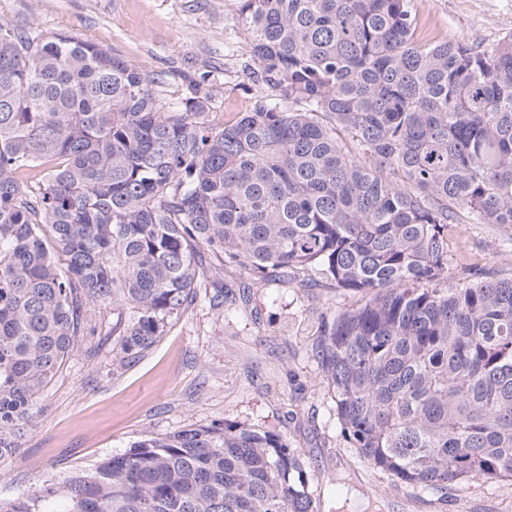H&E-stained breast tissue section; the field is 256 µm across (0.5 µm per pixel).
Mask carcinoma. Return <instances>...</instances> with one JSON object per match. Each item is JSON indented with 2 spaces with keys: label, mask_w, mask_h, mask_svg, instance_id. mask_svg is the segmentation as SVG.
I'll use <instances>...</instances> for the list:
<instances>
[{
  "label": "carcinoma",
  "mask_w": 512,
  "mask_h": 512,
  "mask_svg": "<svg viewBox=\"0 0 512 512\" xmlns=\"http://www.w3.org/2000/svg\"><path fill=\"white\" fill-rule=\"evenodd\" d=\"M235 122L96 45L0 21V462L112 308L147 352L224 267L356 301L312 356L343 436L397 484L512 478V276L448 278L449 228L512 225V36L422 41L412 0H240ZM300 458L244 423L134 443L0 512H315Z\"/></svg>",
  "instance_id": "carcinoma-1"
}]
</instances>
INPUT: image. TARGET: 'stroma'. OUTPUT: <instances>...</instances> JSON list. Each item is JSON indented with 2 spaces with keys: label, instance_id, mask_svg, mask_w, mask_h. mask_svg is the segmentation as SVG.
<instances>
[{
  "label": "stroma",
  "instance_id": "35a3bbf8",
  "mask_svg": "<svg viewBox=\"0 0 512 512\" xmlns=\"http://www.w3.org/2000/svg\"><path fill=\"white\" fill-rule=\"evenodd\" d=\"M423 40L492 46L512 34V0H414ZM0 21L64 32L182 94L213 93L218 119L237 120L266 95L249 74L238 0H0ZM512 230L460 224L458 268L512 273L499 248ZM224 270L223 310L198 297L135 362L119 363L111 311L92 319L96 342L75 350L44 390L17 456L0 465V501L198 425L242 422L280 434L300 457L317 512H512V480L464 481L447 494L394 484L341 433L336 404L310 350L321 314L353 294L269 279L244 286Z\"/></svg>",
  "mask_w": 512,
  "mask_h": 512
}]
</instances>
